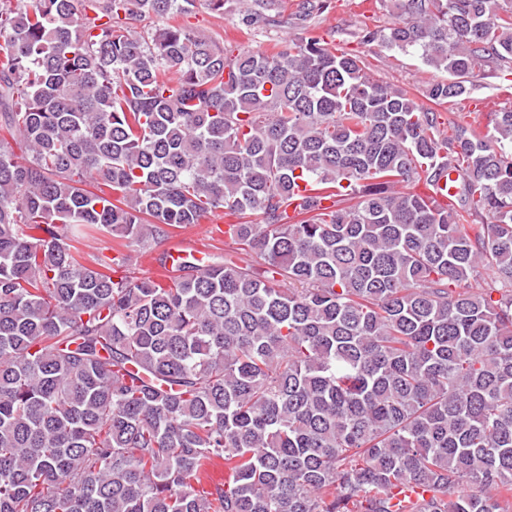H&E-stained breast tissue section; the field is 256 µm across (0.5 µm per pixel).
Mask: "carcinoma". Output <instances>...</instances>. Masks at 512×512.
Instances as JSON below:
<instances>
[{"label":"carcinoma","mask_w":512,"mask_h":512,"mask_svg":"<svg viewBox=\"0 0 512 512\" xmlns=\"http://www.w3.org/2000/svg\"><path fill=\"white\" fill-rule=\"evenodd\" d=\"M380 2L423 101L331 0L266 52L177 16L285 0H0V512H512V108L453 111L512 0ZM217 212L223 256L131 271ZM362 0H332L327 13L316 20L319 32L327 41L344 49L356 51L366 66V71L376 79L396 87L419 93L429 79H446L447 73L426 66L417 55L402 54L375 42L361 44L358 33L367 25H385L389 20L386 11L372 1L370 8L361 9Z\"/></svg>","instance_id":"1"}]
</instances>
